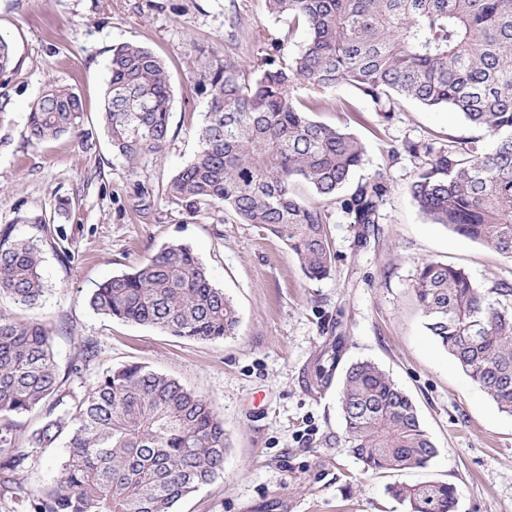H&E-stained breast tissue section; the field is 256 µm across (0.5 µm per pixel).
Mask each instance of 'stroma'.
Masks as SVG:
<instances>
[{"label":"stroma","mask_w":512,"mask_h":512,"mask_svg":"<svg viewBox=\"0 0 512 512\" xmlns=\"http://www.w3.org/2000/svg\"><path fill=\"white\" fill-rule=\"evenodd\" d=\"M230 8L231 0H0V37L13 46L16 64L15 73L0 76V231L36 236L18 218L43 211L70 254L65 260L45 249L42 306L0 298V316L51 327L59 371L75 395L104 371L138 363L210 401L230 443L224 472L175 512H404L387 484L425 480L455 484L457 512H512V415L499 412L427 333L415 296L425 259L464 269L483 288L512 282V258L431 223L409 193L421 160L407 143L470 140L481 129L450 109L406 99L385 119L369 98L338 87L335 108L314 120L348 125L365 147L355 179L382 172L392 188L376 224L352 223L339 203L325 200L335 261L321 280L304 274L281 238L231 213L191 223L165 205L151 219L136 217L130 178L100 122L111 49L143 44L168 64L171 141L147 169L161 187L197 150L205 104L193 84L205 60L235 46L224 22ZM52 81L80 94L85 139L28 142L30 105ZM174 241L193 248L233 301L235 335L180 338L89 306L97 283ZM90 338L98 357L70 374ZM335 344L338 366L324 383L322 354ZM364 359L415 400L438 448L426 467L375 475L350 455L340 380Z\"/></svg>","instance_id":"obj_1"}]
</instances>
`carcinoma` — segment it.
Segmentation results:
<instances>
[{
  "instance_id": "obj_1",
  "label": "carcinoma",
  "mask_w": 512,
  "mask_h": 512,
  "mask_svg": "<svg viewBox=\"0 0 512 512\" xmlns=\"http://www.w3.org/2000/svg\"><path fill=\"white\" fill-rule=\"evenodd\" d=\"M265 7L288 19V31L251 37L240 6L228 14L229 28L258 47L246 72L236 52L201 68L193 85L205 98L198 149L159 192L141 173L170 142L168 67L145 45L112 48L101 123L133 177L137 215L147 219L165 203L198 221L220 207L285 240L308 278L328 277L335 256L325 212L303 201L296 183L321 199L340 197L355 224L379 223L390 189L382 173L352 184L362 142L346 126L311 117L329 109L327 94L349 85L382 112L397 99L446 106L484 131L487 147L477 139L408 145L427 157L409 192L432 223L511 258L512 0H265ZM299 30L308 37L292 53L286 46ZM82 116L79 94L52 82L31 105L27 139L72 135ZM18 221L40 235L0 233V296L33 308L47 291L40 266L55 238L42 211ZM416 296L429 334L498 411L512 415V284L483 289L465 270L427 260ZM89 305L194 340L231 336L239 325L224 290L181 242L98 284ZM66 381L46 324L0 316V486L26 499L30 512H173L223 473V422L177 380L133 363L106 371L81 397ZM66 397L68 408L56 412ZM39 407L44 418L27 441L62 443L67 457L51 482L24 484L29 453L17 418ZM340 409L348 449L367 470L423 468L437 454L415 402L372 361L346 368ZM386 491L406 512H454L457 501L456 486L439 481L395 482Z\"/></svg>"
}]
</instances>
